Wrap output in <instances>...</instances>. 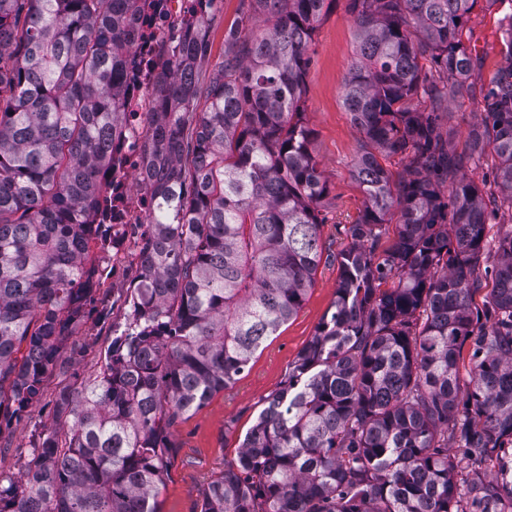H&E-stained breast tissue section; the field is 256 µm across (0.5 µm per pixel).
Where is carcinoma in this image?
<instances>
[{
	"mask_svg": "<svg viewBox=\"0 0 512 512\" xmlns=\"http://www.w3.org/2000/svg\"><path fill=\"white\" fill-rule=\"evenodd\" d=\"M327 2L239 0L213 65V16L191 10L156 75L132 178L150 188L151 234L112 364L60 393L67 429L34 436L20 479L0 476V512H161L172 429L302 306L326 193L305 75ZM476 2L350 0L357 49L342 96L362 136L365 202L338 255L334 311L200 512H512V230L494 288L471 305L486 224L512 213V13L506 66L486 90L460 38ZM152 7L0 0V422L39 401L94 302L82 268L99 245L100 172L125 119L136 20ZM478 94L485 116L458 154L440 112ZM489 147L498 164L482 189L467 169ZM395 155L396 178L380 163Z\"/></svg>",
	"mask_w": 512,
	"mask_h": 512,
	"instance_id": "obj_1",
	"label": "carcinoma"
}]
</instances>
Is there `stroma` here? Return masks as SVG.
<instances>
[{"instance_id": "obj_1", "label": "stroma", "mask_w": 512, "mask_h": 512, "mask_svg": "<svg viewBox=\"0 0 512 512\" xmlns=\"http://www.w3.org/2000/svg\"><path fill=\"white\" fill-rule=\"evenodd\" d=\"M510 12L512 0H477L462 29L463 43L482 62L479 78L483 84H490L506 64L502 19ZM355 50V16L349 0H333L313 36L305 77V121L313 132L311 149L327 184L321 205L322 255L314 284L297 314L255 354L236 382L175 426V457L158 495L161 512H200L209 480L236 458L265 399L282 388L289 364L333 311L340 275L337 256L348 246L346 230L358 218L365 200L352 174L361 136L341 95ZM448 110L452 145L456 152H464L469 130L483 118V102L460 98L451 101ZM137 276L136 269H128L111 287L97 291V303L108 307V315L101 319L90 314L78 326L64 345L65 367L49 371L43 378L40 401L22 417L12 419L11 435L5 449L0 450V475H20L31 431L37 424L55 425L53 407L61 392L79 390L84 382L103 373L112 346V329L125 321Z\"/></svg>"}]
</instances>
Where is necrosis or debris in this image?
<instances>
[{
    "label": "necrosis or debris",
    "mask_w": 512,
    "mask_h": 512,
    "mask_svg": "<svg viewBox=\"0 0 512 512\" xmlns=\"http://www.w3.org/2000/svg\"><path fill=\"white\" fill-rule=\"evenodd\" d=\"M157 12L141 15L137 25L146 39L137 41L131 60L136 63L135 78L124 87L125 110L129 114L123 134L114 143L124 177L114 181L111 172L101 174L112 187V249L90 268V275L100 287H107L128 263L138 262L139 247L149 234L145 185H133L130 177L140 169L146 134V118L154 109L152 94L155 65L165 58L189 15V0H159Z\"/></svg>",
    "instance_id": "4bbe7bcc"
}]
</instances>
